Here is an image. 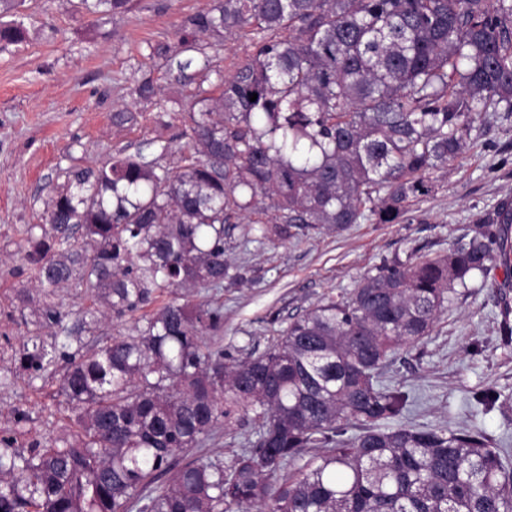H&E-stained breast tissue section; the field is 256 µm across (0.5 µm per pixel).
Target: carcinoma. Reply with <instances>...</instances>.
Returning a JSON list of instances; mask_svg holds the SVG:
<instances>
[{
    "instance_id": "cac0c4a2",
    "label": "carcinoma",
    "mask_w": 512,
    "mask_h": 512,
    "mask_svg": "<svg viewBox=\"0 0 512 512\" xmlns=\"http://www.w3.org/2000/svg\"><path fill=\"white\" fill-rule=\"evenodd\" d=\"M24 4L0 0V43L23 41ZM183 28L177 56L246 29L252 58L195 95L180 170L124 153L70 169L27 230L35 287L92 302L43 306L48 338L15 357L33 378L67 359L77 430L26 452L0 437V512H512V464L482 430L403 424L413 397L382 381L457 289L512 273L511 199L448 253L385 261L290 318L258 356L225 358L207 340L224 305L199 299L231 278L226 225L245 213L247 242L402 223L475 123L512 112V0H212ZM137 312L127 335L101 329ZM242 417L256 440L230 465L188 457Z\"/></svg>"
}]
</instances>
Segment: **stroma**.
<instances>
[{
  "mask_svg": "<svg viewBox=\"0 0 512 512\" xmlns=\"http://www.w3.org/2000/svg\"><path fill=\"white\" fill-rule=\"evenodd\" d=\"M211 0H129L97 19L76 0H27L23 42L0 45V366L14 363L24 342L46 335L43 293L32 292L23 316L17 293L30 281L17 255L29 225L42 221L43 202L58 175L92 167L123 152L179 170L193 151L187 113L174 102L210 90L247 58L248 35L225 37L211 49L208 36L190 68L170 55L186 16ZM152 80L157 94L136 89ZM130 112L134 122L112 116ZM512 196V113L491 112L471 133L467 151L439 174L433 194L414 201L400 224L366 222L298 243L248 242L231 227L226 254L237 271L218 298L226 355L264 352L289 317L317 301L356 288L375 265L410 251L442 253L475 220ZM512 305V276L503 270L460 289L424 344L400 351L383 381L410 390L404 418L417 427H478L512 453V343L500 332L504 304ZM61 375L18 376L0 391V434L16 449L68 432L73 413L60 391ZM492 405H485V396Z\"/></svg>",
  "mask_w": 512,
  "mask_h": 512,
  "instance_id": "1",
  "label": "stroma"
}]
</instances>
